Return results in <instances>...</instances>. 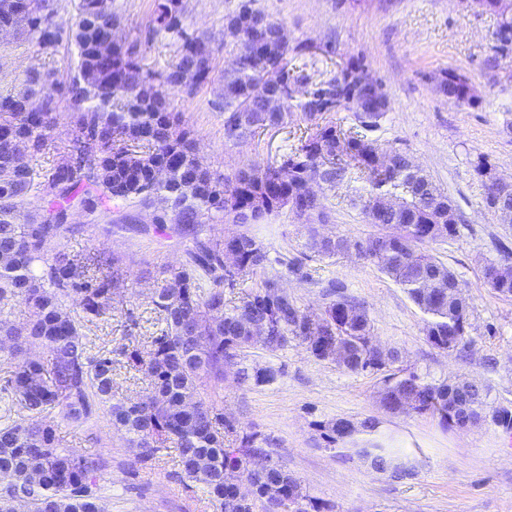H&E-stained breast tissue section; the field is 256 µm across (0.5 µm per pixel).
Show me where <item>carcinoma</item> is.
<instances>
[{"label": "carcinoma", "instance_id": "1", "mask_svg": "<svg viewBox=\"0 0 512 512\" xmlns=\"http://www.w3.org/2000/svg\"><path fill=\"white\" fill-rule=\"evenodd\" d=\"M250 12L269 36L253 43L245 62L222 73L224 142H241L266 127L294 125L296 143L274 159L253 161L221 174L199 155L191 131L170 110V93L195 96L215 80L220 46L204 34L186 31L184 0H157L144 40L118 39L120 19L110 0H78L70 26L55 21V0H0V27L35 40L42 49L72 45L75 74L63 83L56 72L32 67L25 87L0 91V312L15 298L30 308L14 323L0 317V361L10 365L0 379V512H105L99 484V460L59 446L54 420L84 423L102 409L113 427L128 437L135 463L161 460L167 444L178 450L180 478L203 487L221 512H333L319 503L280 464L250 468V458L264 453L268 440L256 432L239 433L236 421L224 417L207 397L211 381L234 372L242 384L268 385L279 371L250 365L244 349L255 344L276 352L294 340L321 361L328 349L340 348L338 365L352 371H380L384 408L403 401L417 414H432L444 427L458 426L459 413L448 410L453 381H429L415 371L392 369L399 356L374 360L367 307L330 285L324 315L300 309L275 276L262 279L238 301L226 298L265 271L269 252L248 232L224 238L208 234L207 225L227 219L234 224H262L286 213L294 220L330 219L327 192L336 184L361 180L367 195L350 199L364 221L378 228L379 247L362 253L429 316L423 329L434 348L448 350L468 336V315L448 317L439 294L448 293L455 274L426 250V245L454 237L455 223L435 227L438 213L427 195L431 189L449 197L410 156L393 149L392 168L377 162V131L386 111L355 104L354 71L363 59L351 57L344 69L311 73L308 47L274 36L281 21L240 0L237 10ZM161 32L177 38L175 61L163 72L141 63L140 44ZM453 99L475 106L468 79L445 73ZM59 95L44 92L46 85ZM278 90L279 110L266 101V87ZM39 96L38 108L27 110ZM72 111L71 137L57 160L44 165L51 132L60 119V104ZM352 113L346 128L327 119L333 112ZM324 189L306 190L316 167ZM391 196L397 209L377 210L371 199ZM146 210L152 227L138 231L170 232L192 237L185 260L148 296L159 333L149 348L123 355L142 372L148 393L112 401V350L99 348L88 332L112 318L117 288V259L81 257L68 252L63 240L74 231L73 217L92 220L112 213V204ZM345 237L322 238L313 231L304 247L313 256L331 259L347 252ZM483 267V282L494 293L512 296V281H493ZM445 280L430 287L437 276ZM261 326L257 342L250 329ZM49 351L43 362L34 348ZM485 389L459 398L466 409L484 413ZM324 439L341 442L375 471L396 479L416 474L415 466L393 455L378 440H358L347 419L323 425ZM239 470L253 488L240 500L224 486V471Z\"/></svg>", "mask_w": 512, "mask_h": 512}]
</instances>
